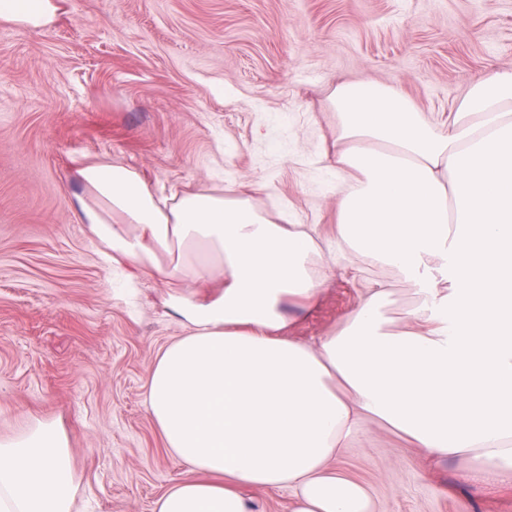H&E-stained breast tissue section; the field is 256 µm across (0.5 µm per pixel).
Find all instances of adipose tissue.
Returning a JSON list of instances; mask_svg holds the SVG:
<instances>
[{
    "mask_svg": "<svg viewBox=\"0 0 512 512\" xmlns=\"http://www.w3.org/2000/svg\"><path fill=\"white\" fill-rule=\"evenodd\" d=\"M62 3L0 0V23L43 27ZM328 99L336 240L415 286L400 326L387 327L390 291L375 282L340 334L288 336L290 310H309L324 280L316 226L269 219L249 192L159 197L118 163L76 171L73 211L103 263L169 282L163 304L184 331L147 382V409L187 471L155 512H254L252 492L284 487L290 512H374L368 486L333 466L371 424L433 461L472 457L471 487L512 490V71L480 78L447 122L383 83L344 82ZM75 490L61 427L0 441V512H72Z\"/></svg>",
    "mask_w": 512,
    "mask_h": 512,
    "instance_id": "adipose-tissue-1",
    "label": "adipose tissue"
}]
</instances>
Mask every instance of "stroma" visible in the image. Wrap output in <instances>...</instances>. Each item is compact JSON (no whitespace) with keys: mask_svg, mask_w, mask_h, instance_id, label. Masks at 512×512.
Returning a JSON list of instances; mask_svg holds the SVG:
<instances>
[{"mask_svg":"<svg viewBox=\"0 0 512 512\" xmlns=\"http://www.w3.org/2000/svg\"><path fill=\"white\" fill-rule=\"evenodd\" d=\"M506 69L512 0H65L46 27L0 24V437L61 425L75 512H154L185 476L145 404L160 347L181 334L167 288L140 280L127 305L72 210L81 164L128 166L166 193L260 182V209L331 242V86L383 82L444 121ZM361 279L389 288L392 322L418 301L396 270L340 256L290 335L341 330ZM337 465L377 512H512V492L461 482L463 458L431 462L377 426Z\"/></svg>","mask_w":512,"mask_h":512,"instance_id":"1","label":"stroma"}]
</instances>
